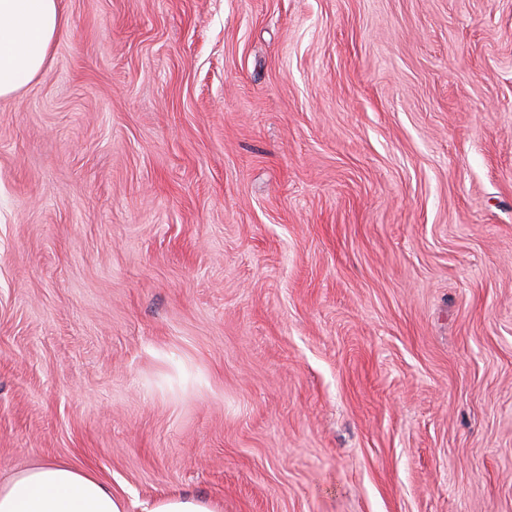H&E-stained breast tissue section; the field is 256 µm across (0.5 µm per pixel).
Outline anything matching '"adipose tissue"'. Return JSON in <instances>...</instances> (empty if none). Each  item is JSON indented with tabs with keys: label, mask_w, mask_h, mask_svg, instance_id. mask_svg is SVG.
Here are the masks:
<instances>
[{
	"label": "adipose tissue",
	"mask_w": 512,
	"mask_h": 512,
	"mask_svg": "<svg viewBox=\"0 0 512 512\" xmlns=\"http://www.w3.org/2000/svg\"><path fill=\"white\" fill-rule=\"evenodd\" d=\"M65 25L58 0H0V98L42 71ZM0 512H125V504L93 471L46 461L0 485Z\"/></svg>",
	"instance_id": "1"
}]
</instances>
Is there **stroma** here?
I'll return each mask as SVG.
<instances>
[{"label":"stroma","mask_w":512,"mask_h":512,"mask_svg":"<svg viewBox=\"0 0 512 512\" xmlns=\"http://www.w3.org/2000/svg\"><path fill=\"white\" fill-rule=\"evenodd\" d=\"M59 8L0 99V483L512 512V0Z\"/></svg>","instance_id":"35a3bbf8"}]
</instances>
